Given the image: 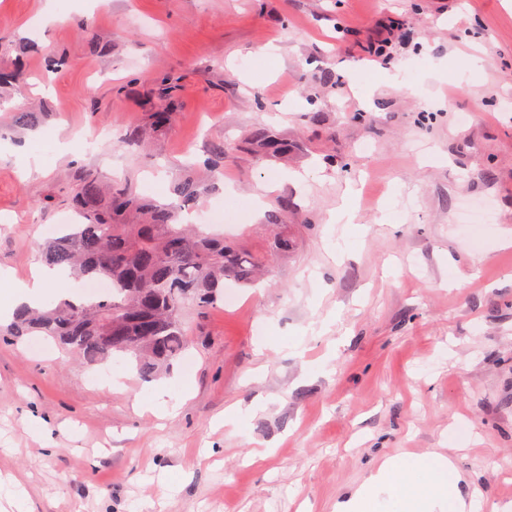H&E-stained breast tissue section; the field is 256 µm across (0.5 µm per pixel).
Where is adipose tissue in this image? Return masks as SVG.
<instances>
[{"mask_svg": "<svg viewBox=\"0 0 512 512\" xmlns=\"http://www.w3.org/2000/svg\"><path fill=\"white\" fill-rule=\"evenodd\" d=\"M66 271L40 267L32 279L20 281L0 274V288L9 295L0 318L18 308L37 307L68 286ZM452 458L442 452L388 458L370 473L361 487L336 512H479L476 495H463Z\"/></svg>", "mask_w": 512, "mask_h": 512, "instance_id": "obj_1", "label": "adipose tissue"}]
</instances>
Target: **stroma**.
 <instances>
[{
    "label": "stroma",
    "mask_w": 512,
    "mask_h": 512,
    "mask_svg": "<svg viewBox=\"0 0 512 512\" xmlns=\"http://www.w3.org/2000/svg\"><path fill=\"white\" fill-rule=\"evenodd\" d=\"M167 77L174 123L123 147ZM258 126L287 160L235 152L200 207L275 182L293 248L226 284L235 306L185 309L175 414L125 359L0 336V479L32 512H336L384 459L453 448L481 512L512 504V0H0V270L40 266L79 168L169 203L209 144ZM345 201L355 223H330ZM470 201L495 218L478 249ZM224 236L269 248L250 208ZM143 389L150 391L155 396V402L148 408L154 414L165 417L174 412L175 405H173L171 407V411H169L166 405L167 402L164 400V396L166 394V380H148L145 382ZM262 405V400L256 398L246 407H242L241 404L231 406L224 412V426L233 428L239 426L242 420L254 415L257 410L262 408Z\"/></svg>",
    "instance_id": "stroma-1"
}]
</instances>
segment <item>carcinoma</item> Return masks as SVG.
Here are the masks:
<instances>
[{"instance_id": "cac0c4a2", "label": "carcinoma", "mask_w": 512, "mask_h": 512, "mask_svg": "<svg viewBox=\"0 0 512 512\" xmlns=\"http://www.w3.org/2000/svg\"><path fill=\"white\" fill-rule=\"evenodd\" d=\"M173 120L172 112H152L128 141L145 143ZM247 143L264 158L288 155V141L265 127L254 128ZM232 151L212 146L213 181ZM176 195L174 205L152 203L126 184L106 188L96 171H83L74 201L86 223L67 225L42 252L47 266L69 271L71 298L46 310L18 311L6 335L51 336L92 364L129 357L148 377L169 369L188 345L179 317L185 302L217 304L224 299V281L250 287L274 256L293 247L288 235L277 233L266 254L258 255L193 224H178L179 212L196 207L200 183L188 175ZM103 280L111 283L107 293L89 302L77 299L76 288Z\"/></svg>"}]
</instances>
